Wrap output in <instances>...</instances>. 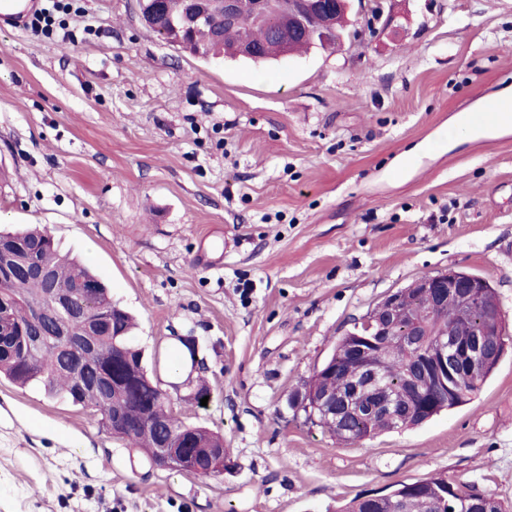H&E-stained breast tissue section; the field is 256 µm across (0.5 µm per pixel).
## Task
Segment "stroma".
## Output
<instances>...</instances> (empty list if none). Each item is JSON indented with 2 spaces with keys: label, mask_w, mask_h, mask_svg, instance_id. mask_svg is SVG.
<instances>
[{
  "label": "stroma",
  "mask_w": 512,
  "mask_h": 512,
  "mask_svg": "<svg viewBox=\"0 0 512 512\" xmlns=\"http://www.w3.org/2000/svg\"><path fill=\"white\" fill-rule=\"evenodd\" d=\"M358 38L204 61L138 0L0 27V227L47 228L136 319L133 342L224 472L152 467L91 410L0 378V512H334L435 473L512 512V346L467 404L336 442L293 400L388 294L460 270L512 327V140L448 139L512 89V0H385ZM192 336L200 369L176 368ZM207 388L208 402L195 401Z\"/></svg>",
  "instance_id": "1"
}]
</instances>
